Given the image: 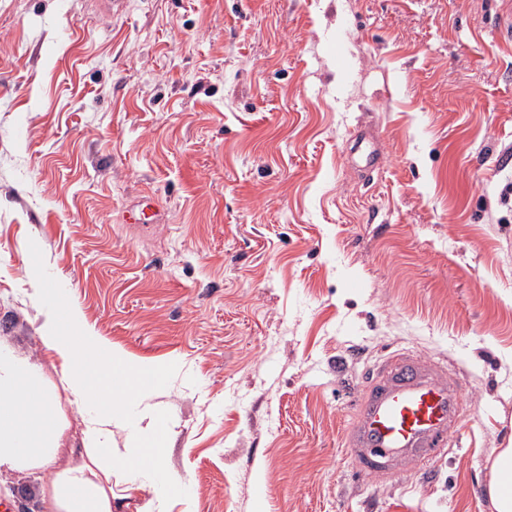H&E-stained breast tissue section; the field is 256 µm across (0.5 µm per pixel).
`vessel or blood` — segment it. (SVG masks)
<instances>
[{
  "mask_svg": "<svg viewBox=\"0 0 512 512\" xmlns=\"http://www.w3.org/2000/svg\"><path fill=\"white\" fill-rule=\"evenodd\" d=\"M461 414L447 367L424 354H398L371 374L345 447L358 472L382 478L433 461Z\"/></svg>",
  "mask_w": 512,
  "mask_h": 512,
  "instance_id": "1",
  "label": "vessel or blood"
}]
</instances>
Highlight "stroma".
Wrapping results in <instances>:
<instances>
[{
  "instance_id": "1",
  "label": "stroma",
  "mask_w": 512,
  "mask_h": 512,
  "mask_svg": "<svg viewBox=\"0 0 512 512\" xmlns=\"http://www.w3.org/2000/svg\"><path fill=\"white\" fill-rule=\"evenodd\" d=\"M370 133L366 172L354 149ZM153 198L157 224H126ZM165 377L197 512H493L512 436V0H0V343L36 289ZM445 360L427 470L354 473L362 379ZM512 442L493 460L486 492L495 512H512Z\"/></svg>"
}]
</instances>
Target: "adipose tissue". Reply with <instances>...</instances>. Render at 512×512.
Listing matches in <instances>:
<instances>
[{
	"instance_id": "ef3b65f1",
	"label": "adipose tissue",
	"mask_w": 512,
	"mask_h": 512,
	"mask_svg": "<svg viewBox=\"0 0 512 512\" xmlns=\"http://www.w3.org/2000/svg\"><path fill=\"white\" fill-rule=\"evenodd\" d=\"M43 309L41 341L62 361V384L85 408L82 445L58 461L60 412L37 365L0 350V475L53 472L39 488L40 512H114L115 501L151 494L163 502L181 485L170 474L168 417L144 406L157 389L161 369L129 361L82 326L77 308L53 291L38 292ZM127 430L130 447L116 453L112 429ZM486 492L495 512H512V448L493 460Z\"/></svg>"
}]
</instances>
